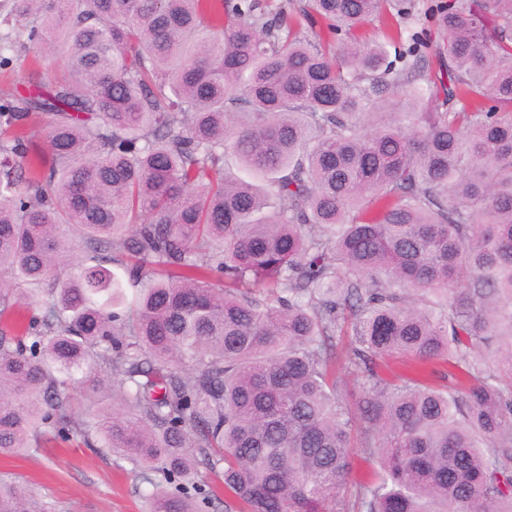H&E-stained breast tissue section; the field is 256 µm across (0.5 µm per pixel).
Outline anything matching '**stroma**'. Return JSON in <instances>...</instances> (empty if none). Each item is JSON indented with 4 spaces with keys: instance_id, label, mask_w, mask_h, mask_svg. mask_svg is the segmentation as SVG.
I'll use <instances>...</instances> for the list:
<instances>
[{
    "instance_id": "obj_1",
    "label": "stroma",
    "mask_w": 512,
    "mask_h": 512,
    "mask_svg": "<svg viewBox=\"0 0 512 512\" xmlns=\"http://www.w3.org/2000/svg\"><path fill=\"white\" fill-rule=\"evenodd\" d=\"M23 477L56 512H141V475L123 458L101 455L79 438L0 457V474Z\"/></svg>"
}]
</instances>
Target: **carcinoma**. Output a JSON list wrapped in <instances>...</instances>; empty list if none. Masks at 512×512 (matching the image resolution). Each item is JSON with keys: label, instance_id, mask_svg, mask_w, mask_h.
Returning a JSON list of instances; mask_svg holds the SVG:
<instances>
[{"label": "carcinoma", "instance_id": "cac0c4a2", "mask_svg": "<svg viewBox=\"0 0 512 512\" xmlns=\"http://www.w3.org/2000/svg\"><path fill=\"white\" fill-rule=\"evenodd\" d=\"M296 2L309 36L288 0H0V67L64 58L0 90V456L76 435L147 512H201L202 469L244 512H512V0ZM420 11L444 44L399 66L338 41ZM0 512L54 508L0 476Z\"/></svg>", "mask_w": 512, "mask_h": 512}]
</instances>
